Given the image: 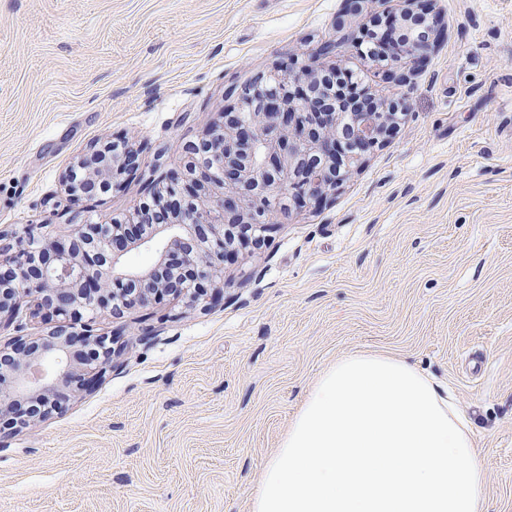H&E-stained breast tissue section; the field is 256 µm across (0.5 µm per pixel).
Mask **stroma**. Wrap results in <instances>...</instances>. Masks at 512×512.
<instances>
[{
	"label": "stroma",
	"mask_w": 512,
	"mask_h": 512,
	"mask_svg": "<svg viewBox=\"0 0 512 512\" xmlns=\"http://www.w3.org/2000/svg\"><path fill=\"white\" fill-rule=\"evenodd\" d=\"M404 0H0V231L124 218L181 167L225 90L358 37ZM443 35L408 83L352 45L332 62L407 114L322 203L289 207L198 302L93 316L116 353L63 412L0 430V512H251L320 373L354 352L451 387L475 424L488 512H512V0H433ZM137 171L69 200L93 145Z\"/></svg>",
	"instance_id": "1"
}]
</instances>
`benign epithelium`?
<instances>
[{
  "instance_id": "obj_1",
  "label": "benign epithelium",
  "mask_w": 512,
  "mask_h": 512,
  "mask_svg": "<svg viewBox=\"0 0 512 512\" xmlns=\"http://www.w3.org/2000/svg\"><path fill=\"white\" fill-rule=\"evenodd\" d=\"M439 35L431 12L406 9L366 29L357 46L403 83L394 63L424 62ZM296 65L291 60L229 87L231 104L219 122L186 143L183 171L131 216L82 224L67 242L32 234L14 247L0 233V319H13L24 303L35 316L64 318L46 337L0 348V420L23 428L63 411L71 395L92 386L89 374L112 362L113 338L88 324L77 332L65 318L105 309L119 315L169 295L199 299L204 284L220 279L225 261L264 242L282 214L275 206L281 190L299 206L327 197L343 181L342 164L352 165L393 131L400 103L353 79L345 96L352 111L341 112L328 88L336 68L295 75ZM137 168L132 142H106L68 168L62 187L73 201L92 199ZM147 223L155 230L143 237L138 226ZM156 238L163 246L152 267L125 265L131 250ZM77 345L79 366L71 356Z\"/></svg>"
}]
</instances>
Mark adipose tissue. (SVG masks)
<instances>
[{
	"mask_svg": "<svg viewBox=\"0 0 512 512\" xmlns=\"http://www.w3.org/2000/svg\"><path fill=\"white\" fill-rule=\"evenodd\" d=\"M473 430L413 365L349 354L298 409L252 512H487Z\"/></svg>",
	"mask_w": 512,
	"mask_h": 512,
	"instance_id": "adipose-tissue-1",
	"label": "adipose tissue"
}]
</instances>
